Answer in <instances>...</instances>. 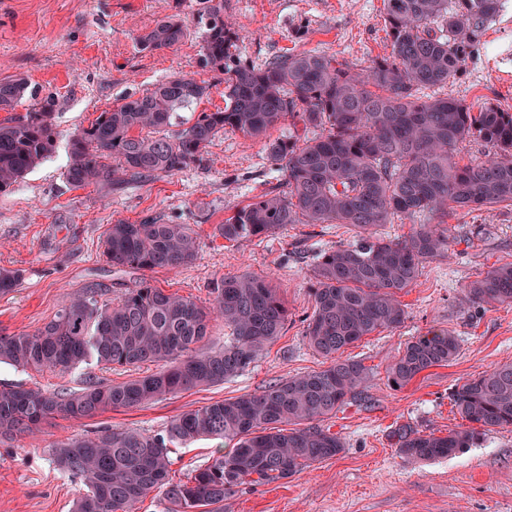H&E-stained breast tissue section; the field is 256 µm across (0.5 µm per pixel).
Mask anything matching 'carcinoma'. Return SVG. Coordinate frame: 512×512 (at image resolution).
I'll return each instance as SVG.
<instances>
[{
    "label": "carcinoma",
    "mask_w": 512,
    "mask_h": 512,
    "mask_svg": "<svg viewBox=\"0 0 512 512\" xmlns=\"http://www.w3.org/2000/svg\"><path fill=\"white\" fill-rule=\"evenodd\" d=\"M201 55L224 74V110L176 122L208 96L209 85L173 76L105 110L75 132L66 181L73 187L109 182L118 173L174 175L203 159L224 129L247 139L267 136L286 120L293 131L266 150L280 183L217 226L227 241L268 235L287 224H345L354 243L317 255L312 313L304 337L329 364L267 386L259 394L215 401L175 416L156 434L134 429L68 437L48 449L59 470L85 493L72 512H135L153 492L167 512H220L244 484L288 479L344 449L322 422L367 381L369 369L345 351L406 317L399 295L415 284L422 263L447 256L448 228L433 220L448 212L512 207V112L451 97L421 99L473 60L502 0H384L391 52L355 68L318 51L285 52L258 66L243 57L240 34L224 21V0H204ZM186 36L184 22L166 16L137 38L143 51L170 49ZM28 94L21 76L0 79V110ZM53 101L21 118L0 121V192L50 156L57 132ZM178 126L172 134L163 133ZM489 148L466 164L459 146ZM409 220L402 239L377 233ZM113 266L143 272L191 262L197 237L187 224L118 221L102 241ZM19 269L0 268V295L17 287ZM91 283L33 333L0 335V363L61 372L81 365L122 368L158 363L161 369L116 384L88 381L78 391L0 387V437L34 435L45 419L80 420L222 383L245 371L281 335L288 310L271 281L249 273L226 275L215 288L217 314L229 333L224 347H204L210 312L143 279L120 297ZM465 302L512 304V262L472 281ZM448 332L415 336L390 366L403 386L459 354ZM453 408L468 426L444 436L406 427L394 431L403 456L429 461L456 455L487 433L512 428V363L456 385ZM200 437L224 439L217 453L187 479L170 477L171 449Z\"/></svg>",
    "instance_id": "1"
}]
</instances>
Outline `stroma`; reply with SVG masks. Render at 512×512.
Listing matches in <instances>:
<instances>
[{"instance_id": "stroma-1", "label": "stroma", "mask_w": 512, "mask_h": 512, "mask_svg": "<svg viewBox=\"0 0 512 512\" xmlns=\"http://www.w3.org/2000/svg\"><path fill=\"white\" fill-rule=\"evenodd\" d=\"M202 9V0H0V79L25 77L32 90L13 112L0 111V121L38 111L49 97L57 132L55 152L0 192V267L23 272L19 286L0 296V334L34 332L92 281L111 286L117 297L146 277L165 292L210 308L217 281L241 272L272 280L288 308L286 331L247 370L222 383L91 420L50 418L35 436L0 440V512H72L83 486L49 456L58 440L104 428L155 434L183 412L258 393L323 366L304 337L313 265L319 253L352 243L354 231L342 224H289L234 242L215 231L253 196L278 184L265 142L287 137L290 124L272 129L264 140L225 130L201 163L174 175H122L84 188L66 182L70 135L133 93L186 74L210 86L195 112L223 109L224 77L201 61ZM171 15L188 28L183 43L141 50L138 35ZM224 17L243 37L242 55L258 64L287 50H316L365 66L387 51L383 0H224ZM429 94L512 110V0L465 71ZM145 217L189 225L199 241L195 260L146 275L107 263L102 240L109 224ZM444 222L451 249L445 258L424 262L417 283L401 294L404 323L349 351L370 377L328 421L344 450L290 478L239 487L225 498L223 512H512V428L431 461L404 458L393 436L404 426L438 436L460 428L463 421L449 400L452 388L512 362V305L475 308L463 302L466 287L481 273L512 262V207L452 213ZM430 330L457 336L458 357L394 386L389 366L411 337ZM156 369L153 363L130 369L94 365L59 373L2 363L0 386L76 390L89 377L112 384ZM224 446L223 440L202 438L173 449V480L211 462Z\"/></svg>"}]
</instances>
